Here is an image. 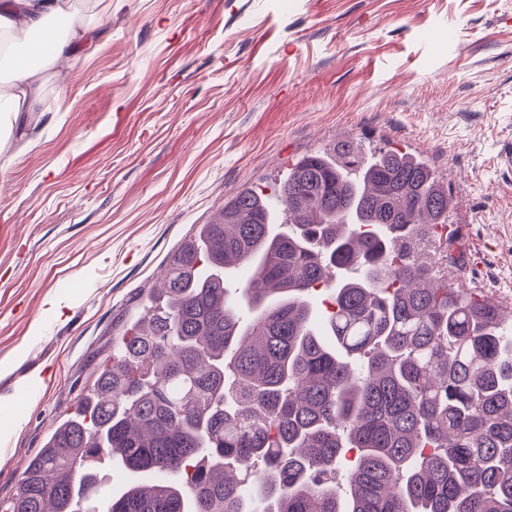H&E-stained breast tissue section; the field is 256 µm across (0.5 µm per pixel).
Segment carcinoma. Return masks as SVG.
I'll return each instance as SVG.
<instances>
[{
	"instance_id": "cac0c4a2",
	"label": "carcinoma",
	"mask_w": 512,
	"mask_h": 512,
	"mask_svg": "<svg viewBox=\"0 0 512 512\" xmlns=\"http://www.w3.org/2000/svg\"><path fill=\"white\" fill-rule=\"evenodd\" d=\"M418 155L354 141L244 186L196 224L112 337L0 512L84 509L101 449L132 484L106 512H512V330L408 244L448 227ZM247 266L237 294L225 270ZM334 289L320 330L309 295ZM348 473L349 500L336 489Z\"/></svg>"
}]
</instances>
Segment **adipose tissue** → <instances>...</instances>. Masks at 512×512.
Here are the masks:
<instances>
[{
	"instance_id": "obj_1",
	"label": "adipose tissue",
	"mask_w": 512,
	"mask_h": 512,
	"mask_svg": "<svg viewBox=\"0 0 512 512\" xmlns=\"http://www.w3.org/2000/svg\"><path fill=\"white\" fill-rule=\"evenodd\" d=\"M57 20L65 32L54 28ZM88 32L72 0H0V148L11 137L10 117L30 111L44 79Z\"/></svg>"
}]
</instances>
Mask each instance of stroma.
<instances>
[{"label": "stroma", "mask_w": 512, "mask_h": 512, "mask_svg": "<svg viewBox=\"0 0 512 512\" xmlns=\"http://www.w3.org/2000/svg\"><path fill=\"white\" fill-rule=\"evenodd\" d=\"M460 35H447L449 26ZM0 150V500L112 354L135 293L241 186L350 139L456 199L433 263L512 306V0H112Z\"/></svg>", "instance_id": "1"}]
</instances>
